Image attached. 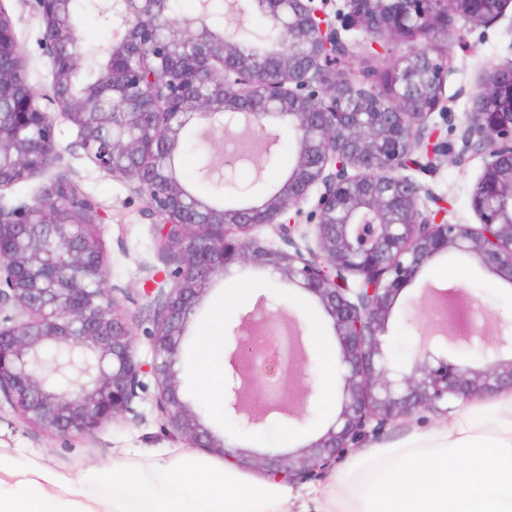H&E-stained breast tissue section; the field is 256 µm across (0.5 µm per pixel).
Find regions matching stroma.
<instances>
[{"mask_svg": "<svg viewBox=\"0 0 512 512\" xmlns=\"http://www.w3.org/2000/svg\"><path fill=\"white\" fill-rule=\"evenodd\" d=\"M12 16L18 40L28 58V79L38 91L51 82L48 59L41 45L44 25L26 0H0ZM506 18L491 26H479L465 19H456L453 32L448 35V56L452 71L446 85L447 96L453 103L448 124L443 133L449 145H457L470 104L465 89L478 83L492 66L512 57V2L506 7ZM390 53L374 54L369 45L353 48L343 63V70L359 82L380 83L383 74L395 58L407 49L406 44L392 41ZM55 140L64 155L67 177L78 191L93 200L104 217L101 228L106 255L109 284L124 288L126 295L116 307L126 318L134 333V348L139 359L150 360L151 349L145 331L150 326L148 314L135 299L143 288L147 270L156 266L155 227L142 213L143 202L133 193L129 181L100 171L78 145L77 130L69 122H55ZM296 145L287 129H280L278 142L268 163L252 162L236 166L232 173L237 191L226 192L224 206L241 207L262 202L272 194L292 166ZM483 159L476 156L465 164L448 162L435 176L416 173L420 183L430 187L438 196V206L447 210L449 222L478 224L471 207V195L482 173ZM452 289L454 294L472 297L490 322L512 323V286L501 282L472 258L447 252L427 264L417 279L400 295L389 321L386 342L393 365L410 367L417 357L426 330L435 325V314L426 287ZM245 288L249 296L224 319L232 325L239 314L250 310L259 296H266L279 320L297 316L303 336L308 343L309 367L294 366L291 376H278L281 387L300 389L297 402L291 403V417L268 421L253 428H243L231 415L211 407L197 395L196 387L201 372L195 361L206 324L213 308L224 301L231 289ZM320 330L325 338V350L311 343L312 330ZM337 355L338 344L328 320L313 297L280 283L269 273L251 267L244 268L228 278H216L201 301L182 343L181 374L185 398L198 410L204 422L221 438L252 454L295 451L317 438L334 418L337 405L323 404L317 394V367L323 354ZM147 387L135 403V414L116 418L90 435L74 434L61 437L26 424L9 405L0 406V451L16 454L19 464L35 460L53 469L79 478L88 468L107 469L113 458L129 462L141 456H171L185 449L186 443L170 432L155 409L157 386L147 379ZM459 410L450 416H436L418 411L410 417L389 425L383 433L368 437L364 445L392 444L416 430H427L448 424L459 417Z\"/></svg>", "mask_w": 512, "mask_h": 512, "instance_id": "obj_1", "label": "stroma"}]
</instances>
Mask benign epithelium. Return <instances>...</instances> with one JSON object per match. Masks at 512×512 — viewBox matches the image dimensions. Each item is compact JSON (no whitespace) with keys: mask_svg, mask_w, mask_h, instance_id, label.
I'll list each match as a JSON object with an SVG mask.
<instances>
[{"mask_svg":"<svg viewBox=\"0 0 512 512\" xmlns=\"http://www.w3.org/2000/svg\"><path fill=\"white\" fill-rule=\"evenodd\" d=\"M44 22L51 83L29 90L28 62L0 0V191L62 161L55 114L78 132L86 157L101 171L133 184L156 229L163 278L145 279L152 358L140 360L127 320L115 312L124 289L108 285L96 204L60 175L33 202H0V400L47 432L91 433L135 413L144 377L158 388L155 408L174 433L243 470L261 468L274 481L296 484L329 470L364 439L418 410L446 415L467 403L512 391V326L484 343L482 322L453 337L483 345L482 368L435 354L430 345L410 368H395L385 342L400 293L438 254L475 259L512 285V58L488 70L469 94L454 159L486 158L472 194L480 224H453L423 210L431 188L405 171H436L448 141L432 122L448 119L447 56L420 48L445 40L458 17L494 25L507 0H344L330 19L315 0H253L275 35L263 56L240 49V28H214L203 6L192 19H173L160 0H112L105 12L110 44L66 57L80 45L61 20L69 0H27ZM400 38L408 51L388 69L383 86L367 87L339 69L353 45L369 39L386 48ZM99 71L95 85L76 88L82 68ZM292 131L297 157L278 189L262 203L215 206L194 196L176 166L189 127L243 130L255 139ZM312 230L300 228V218ZM271 227L273 247L251 232ZM250 264L314 297L339 346L340 410L327 430L295 452L257 457L226 445L185 400L179 380L181 344L215 278ZM274 320L267 298L239 316L227 340L224 409L242 426L263 423L245 394L258 378L242 366L247 336ZM69 355L42 373L50 350Z\"/></svg>","mask_w":512,"mask_h":512,"instance_id":"1","label":"benign epithelium"}]
</instances>
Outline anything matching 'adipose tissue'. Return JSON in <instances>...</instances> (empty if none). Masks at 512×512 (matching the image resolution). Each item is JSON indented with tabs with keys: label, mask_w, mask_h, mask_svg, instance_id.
<instances>
[{
	"label": "adipose tissue",
	"mask_w": 512,
	"mask_h": 512,
	"mask_svg": "<svg viewBox=\"0 0 512 512\" xmlns=\"http://www.w3.org/2000/svg\"><path fill=\"white\" fill-rule=\"evenodd\" d=\"M217 308L198 350L200 392L213 406L224 401V315ZM287 484L255 481L185 451L172 459L143 458L136 466L113 463L75 480L30 462L18 468L0 454V512H288Z\"/></svg>",
	"instance_id": "1"
}]
</instances>
